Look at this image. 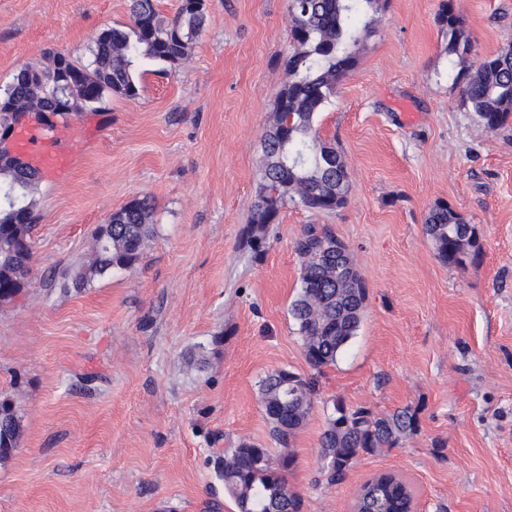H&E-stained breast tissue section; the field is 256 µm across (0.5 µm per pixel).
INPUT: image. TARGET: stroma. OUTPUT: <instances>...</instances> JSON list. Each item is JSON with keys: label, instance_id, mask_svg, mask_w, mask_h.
<instances>
[{"label": "stroma", "instance_id": "1", "mask_svg": "<svg viewBox=\"0 0 512 512\" xmlns=\"http://www.w3.org/2000/svg\"><path fill=\"white\" fill-rule=\"evenodd\" d=\"M443 0H387L354 71L319 114L351 173L332 213L285 209L255 255L244 236L260 139L288 79V0H205L180 66L137 58L140 93L74 116L54 138L75 167L44 181L31 274L0 307V401L23 420L0 460V512H238L217 475L248 441L290 450L302 512H352L391 471L422 512H512V124L486 127L461 95L438 22ZM472 59L512 42V0H454ZM130 0H0V87L50 54L84 59L92 34L129 21ZM155 233L136 266L78 291L63 274L96 228L136 198ZM445 204L477 225L479 258L443 264L425 232ZM331 225L367 290L359 330L318 376L303 428L270 437L259 387L306 374L289 308L294 241ZM416 410L418 431L319 483L332 400Z\"/></svg>", "mask_w": 512, "mask_h": 512}]
</instances>
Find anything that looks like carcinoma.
<instances>
[{"mask_svg": "<svg viewBox=\"0 0 512 512\" xmlns=\"http://www.w3.org/2000/svg\"><path fill=\"white\" fill-rule=\"evenodd\" d=\"M193 2L181 0L177 13L169 18L159 14L154 0H133L130 25L102 30V35L91 41L87 62L69 60L82 106L99 112L114 94L136 97L134 55L170 67L182 64L205 22L204 10ZM384 5L385 0H290L293 50L283 59L288 81L276 97L261 137L259 187L246 226L247 243L255 253L265 251L270 225L288 205L311 213H330L346 204L349 191L339 188V183L344 180L351 185L349 169L335 146L315 148L321 141L317 118L336 95L340 82L355 69L358 46L373 33L372 24ZM438 21L448 34V55L461 66L464 101L488 128L505 125L512 117V47L471 64V44L453 0L442 4ZM64 61V54L55 53L44 67L21 66L0 88V96L11 98L13 112L50 103L61 90L51 85L45 88L37 79L27 81L24 73H47ZM1 189L7 190L18 208L14 212L0 206V281H7L16 268L30 267L40 182L0 159ZM153 210L152 202L144 197L113 212L112 228L103 224L96 231L89 260L66 275L72 287L84 289L115 268L140 263L144 243L154 232ZM426 232L436 256L445 264L459 265L465 257L475 258L482 251L477 225L446 205L429 213ZM326 247L342 263L355 267L349 247L327 224L306 225L294 242L301 276L290 313L306 362L315 371L313 375L294 374L303 399L288 403L284 369L268 374L260 383V402L271 438L283 445L302 427L313 407L315 375L336 364L357 334L365 307L363 281H357L355 288L338 290L336 264L317 261L319 251ZM418 427L417 413L408 407L379 415L365 407L354 409L334 402L319 441L322 452L331 455L330 462L320 469L321 482L338 484L360 455L393 448ZM22 432L20 417L8 402L1 401L0 460L10 456ZM294 463L290 453L275 459L269 449L243 441L224 457L218 477L238 512H301L302 498L288 488L287 481Z\"/></svg>", "mask_w": 512, "mask_h": 512, "instance_id": "obj_1", "label": "carcinoma"}]
</instances>
